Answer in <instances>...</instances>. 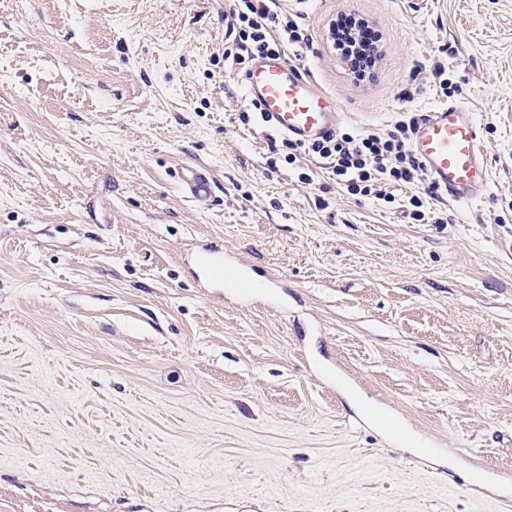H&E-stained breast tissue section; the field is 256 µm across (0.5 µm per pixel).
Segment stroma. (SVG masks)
<instances>
[{
  "mask_svg": "<svg viewBox=\"0 0 512 512\" xmlns=\"http://www.w3.org/2000/svg\"><path fill=\"white\" fill-rule=\"evenodd\" d=\"M225 4L0 0V512H512V0H288L341 127L443 103L447 64L491 184L443 224L269 170ZM200 244L264 287H208ZM329 38L355 81H365L373 74L383 45L381 33L368 20L355 14H340L330 23ZM182 181L191 198L197 201H204L211 196L212 178L206 170L187 168L182 174Z\"/></svg>",
  "mask_w": 512,
  "mask_h": 512,
  "instance_id": "35a3bbf8",
  "label": "stroma"
}]
</instances>
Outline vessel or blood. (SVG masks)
<instances>
[{
  "mask_svg": "<svg viewBox=\"0 0 512 512\" xmlns=\"http://www.w3.org/2000/svg\"><path fill=\"white\" fill-rule=\"evenodd\" d=\"M247 100L256 102L268 122L296 142L331 134L336 128L335 101L297 66L283 57L254 59L241 77ZM413 150L432 184L458 203L482 201L490 173L481 124L462 102H448L429 110L415 133ZM191 198L203 201L212 192V178L201 168L182 175ZM199 259L207 280L223 285L224 256L202 246Z\"/></svg>",
  "mask_w": 512,
  "mask_h": 512,
  "instance_id": "vessel-or-blood-1",
  "label": "vessel or blood"
}]
</instances>
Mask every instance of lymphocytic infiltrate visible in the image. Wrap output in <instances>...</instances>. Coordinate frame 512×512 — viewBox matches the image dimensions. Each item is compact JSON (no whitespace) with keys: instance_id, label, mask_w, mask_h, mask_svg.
Wrapping results in <instances>:
<instances>
[{"instance_id":"lymphocytic-infiltrate-1","label":"lymphocytic infiltrate","mask_w":512,"mask_h":512,"mask_svg":"<svg viewBox=\"0 0 512 512\" xmlns=\"http://www.w3.org/2000/svg\"><path fill=\"white\" fill-rule=\"evenodd\" d=\"M229 37L224 58L236 65L267 54H284L287 48L308 44L307 28L298 15L288 12L282 0H229L226 15ZM333 49L346 62L352 78L362 82L378 65L382 36L370 22L353 14H341L329 26ZM423 116L400 113L392 130L357 133L340 130L328 138L307 144L282 139L283 161L294 166L301 183H310L315 169H322L345 193L370 196L386 204L400 203L417 223L427 217L425 198L437 195L434 185L414 156L411 144ZM424 185V195L396 200L393 187Z\"/></svg>"}]
</instances>
